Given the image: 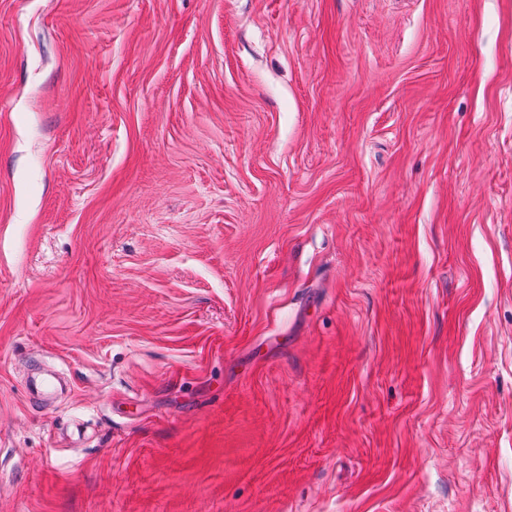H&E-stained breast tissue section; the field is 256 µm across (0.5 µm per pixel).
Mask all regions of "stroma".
<instances>
[{
	"label": "stroma",
	"mask_w": 512,
	"mask_h": 512,
	"mask_svg": "<svg viewBox=\"0 0 512 512\" xmlns=\"http://www.w3.org/2000/svg\"><path fill=\"white\" fill-rule=\"evenodd\" d=\"M0 512H512V0H0Z\"/></svg>",
	"instance_id": "obj_1"
}]
</instances>
